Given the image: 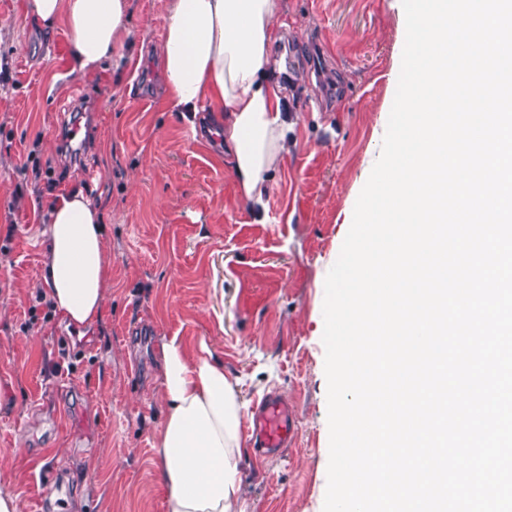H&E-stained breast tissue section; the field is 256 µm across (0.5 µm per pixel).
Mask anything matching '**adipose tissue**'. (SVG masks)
<instances>
[{
  "instance_id": "1",
  "label": "adipose tissue",
  "mask_w": 512,
  "mask_h": 512,
  "mask_svg": "<svg viewBox=\"0 0 512 512\" xmlns=\"http://www.w3.org/2000/svg\"><path fill=\"white\" fill-rule=\"evenodd\" d=\"M279 0H172L159 49L172 111L187 119L219 113L218 133L233 153L240 196L265 205L270 172L288 151V114L274 83L270 47ZM42 29L65 23L80 77L127 42L128 0H26ZM44 286L61 320L93 328L109 279L103 216L82 190L52 203ZM165 419L154 443L165 512H246L240 464L246 403L238 379L206 342L188 353L178 338L160 350Z\"/></svg>"
}]
</instances>
